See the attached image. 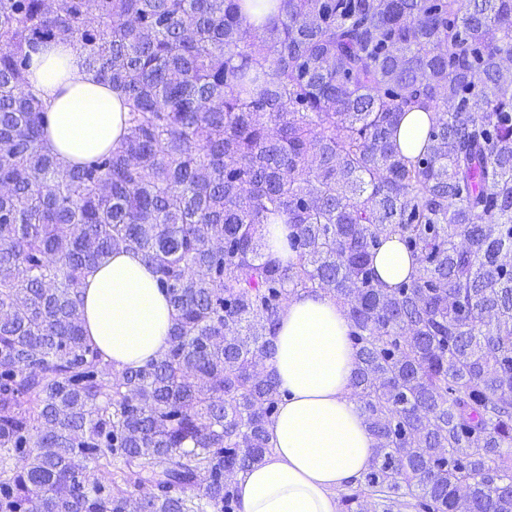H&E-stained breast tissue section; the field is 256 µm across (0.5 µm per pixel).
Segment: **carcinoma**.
<instances>
[{
    "instance_id": "carcinoma-1",
    "label": "carcinoma",
    "mask_w": 512,
    "mask_h": 512,
    "mask_svg": "<svg viewBox=\"0 0 512 512\" xmlns=\"http://www.w3.org/2000/svg\"><path fill=\"white\" fill-rule=\"evenodd\" d=\"M50 42L128 108L74 165L28 79ZM511 58L512 0H0V512H241L281 402L257 365L316 289L375 440L340 512H512ZM393 235L415 267L385 288ZM124 249L174 318L117 370L81 288ZM426 112H409L401 122L399 140L406 155H417L428 128Z\"/></svg>"
}]
</instances>
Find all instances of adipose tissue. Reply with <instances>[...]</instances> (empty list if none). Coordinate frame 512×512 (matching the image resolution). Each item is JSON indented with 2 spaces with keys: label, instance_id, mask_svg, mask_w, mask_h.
I'll list each match as a JSON object with an SVG mask.
<instances>
[{
  "label": "adipose tissue",
  "instance_id": "ef3b65f1",
  "mask_svg": "<svg viewBox=\"0 0 512 512\" xmlns=\"http://www.w3.org/2000/svg\"><path fill=\"white\" fill-rule=\"evenodd\" d=\"M30 80L51 111L45 142L65 163L123 136L122 98L97 82L76 46L55 43L35 55ZM373 267L392 286L409 276L412 259L394 236ZM82 299L88 334L115 368L144 365L167 350L172 308L139 254L113 253L86 277ZM349 332L335 298L320 291L290 297L266 362L282 394L267 427L272 452L240 476L242 512H336L337 491L368 469L375 441L351 397Z\"/></svg>",
  "mask_w": 512,
  "mask_h": 512
}]
</instances>
